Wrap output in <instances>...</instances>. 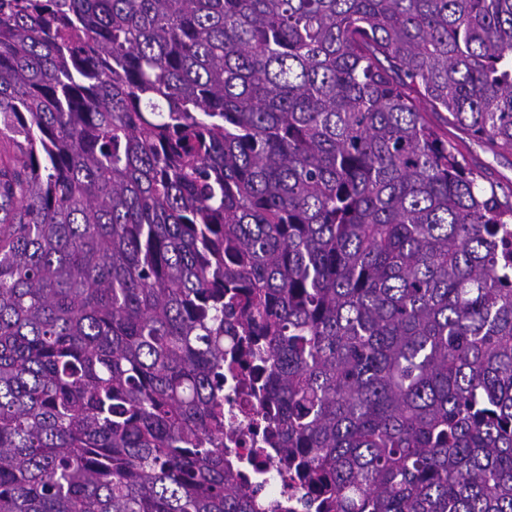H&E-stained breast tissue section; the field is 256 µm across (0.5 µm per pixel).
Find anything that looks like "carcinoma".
<instances>
[{
    "instance_id": "obj_1",
    "label": "carcinoma",
    "mask_w": 512,
    "mask_h": 512,
    "mask_svg": "<svg viewBox=\"0 0 512 512\" xmlns=\"http://www.w3.org/2000/svg\"><path fill=\"white\" fill-rule=\"evenodd\" d=\"M512 0H0V512H512ZM449 132L462 139L467 158L488 177L499 182L505 192L512 188V155L496 156L482 144L467 139L462 132L449 128ZM228 396L230 399H228ZM256 405L253 401L243 400L235 392L224 386V422L233 425L239 432L241 447L237 450L236 461L243 469L251 489H258L259 495L265 497L272 509L280 512L295 510L294 505L304 497V490L299 486H288L279 472L275 457V448H266L264 457L258 464H252L251 451L260 441L259 429L255 431Z\"/></svg>"
}]
</instances>
